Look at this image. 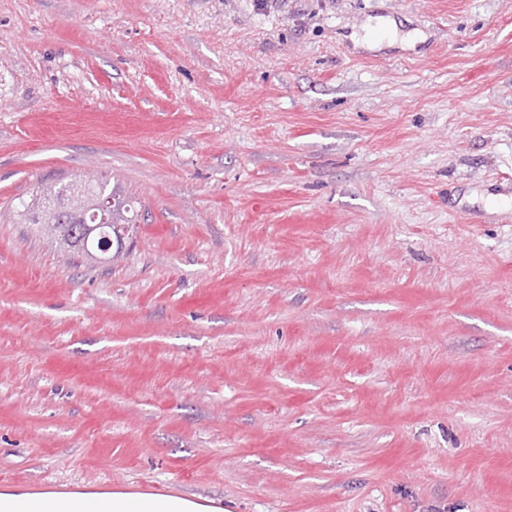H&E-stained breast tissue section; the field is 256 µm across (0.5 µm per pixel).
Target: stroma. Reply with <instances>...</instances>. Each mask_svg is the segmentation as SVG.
Masks as SVG:
<instances>
[{"label":"stroma","mask_w":512,"mask_h":512,"mask_svg":"<svg viewBox=\"0 0 512 512\" xmlns=\"http://www.w3.org/2000/svg\"><path fill=\"white\" fill-rule=\"evenodd\" d=\"M8 484L512 512V0H0ZM69 184H60L59 187L47 189L43 198L29 206L24 202L21 206L24 208L25 217L28 224H35L37 230L55 242L59 249L68 254H77L91 259L101 254L100 238L98 231L95 230L88 238L81 224H50L45 217V211L54 212L60 218H68V222H76L85 211H93L100 195L111 196L115 204L112 207V226L108 227L112 236V256L114 259L120 255L124 246V230L129 224H135L133 218L132 206L129 201L117 196L114 188L108 191V185L105 182H96L94 187L83 190L81 193L72 194L69 190ZM41 201V202H40ZM102 255V254H101Z\"/></svg>","instance_id":"obj_1"}]
</instances>
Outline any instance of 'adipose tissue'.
Wrapping results in <instances>:
<instances>
[{
    "mask_svg": "<svg viewBox=\"0 0 512 512\" xmlns=\"http://www.w3.org/2000/svg\"><path fill=\"white\" fill-rule=\"evenodd\" d=\"M74 497L101 504L103 512H213L212 506L199 498L122 488L94 486L75 492Z\"/></svg>",
    "mask_w": 512,
    "mask_h": 512,
    "instance_id": "ef3b65f1",
    "label": "adipose tissue"
}]
</instances>
